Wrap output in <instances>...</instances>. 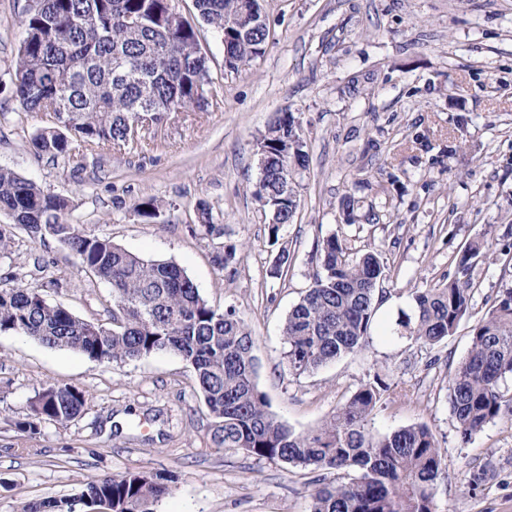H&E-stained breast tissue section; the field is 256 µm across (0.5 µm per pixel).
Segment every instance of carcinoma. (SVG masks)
<instances>
[{"label":"carcinoma","mask_w":512,"mask_h":512,"mask_svg":"<svg viewBox=\"0 0 512 512\" xmlns=\"http://www.w3.org/2000/svg\"><path fill=\"white\" fill-rule=\"evenodd\" d=\"M173 0H31L26 36L17 60L22 83L16 97L26 112H46L58 104L54 127L32 137L35 150L54 159L68 152L71 139L101 149L133 150V119L152 108L160 123L169 109H194L209 99L213 79L195 29L175 13ZM201 19L225 37V67L237 70L263 56L269 28L256 26L258 0H195ZM139 18L129 28L124 21ZM299 142L297 153L287 143ZM309 154L298 121L280 112L263 134L259 178L253 197L276 223L267 225L275 245L299 206L287 171L307 168ZM154 197L134 204L145 218L157 216ZM68 201L44 193L34 182L0 168V211L34 238L51 236L95 277L112 287L114 326L82 320L24 286L0 289V333L30 336L48 348L77 351L98 362L133 361L173 352L188 362L212 416L213 442L293 468L342 470L335 485L312 495L311 512H436L435 495L443 472L441 448L425 425L378 434L369 427L384 384L358 388L318 430L301 433L276 420L256 383L255 341L233 308L211 306L184 271L168 261L148 260L111 239L88 234L66 218ZM312 286L283 323L284 359L300 376L353 354L366 343L375 317L376 292L386 267L374 252L358 254L348 240H322ZM484 256L482 244L468 243L457 260L458 275L416 291L412 314L399 326L419 347H434L452 336L470 314L471 271ZM287 248L274 257L270 275H288ZM512 377V288L476 320L471 346L448 383V401L463 437L512 416L499 383ZM82 388L49 385L35 394L30 413L13 422L30 435L41 425L65 426L85 410ZM172 476L139 468L87 483L73 499L46 497L22 504L20 512H74L106 507L110 512H155L171 492Z\"/></svg>","instance_id":"carcinoma-1"}]
</instances>
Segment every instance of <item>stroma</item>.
<instances>
[{"instance_id":"stroma-1","label":"stroma","mask_w":512,"mask_h":512,"mask_svg":"<svg viewBox=\"0 0 512 512\" xmlns=\"http://www.w3.org/2000/svg\"><path fill=\"white\" fill-rule=\"evenodd\" d=\"M27 4L0 0V167L69 199V221L87 233L177 264L210 305L234 307L255 340L258 386L279 421L314 431L360 386L382 380L373 431L423 424L442 449L437 512H512V421L466 438L448 403L475 319L512 288L501 254L512 245V0H264L266 52L235 71L194 0H175L209 58L220 104L145 126L141 151L75 142L54 160L30 142L51 117L23 111L14 96ZM279 112L294 114L309 153L295 220L280 231L292 255L283 279L269 275L268 217L252 195L255 142ZM348 196L357 202L352 224L342 208ZM146 197L162 203L158 218L134 212ZM203 204L222 237L201 230ZM0 227L11 235L0 289L35 288L80 319L111 325L107 283L7 213ZM333 234L379 253L388 278L364 347L295 376L283 360L282 325L311 285L318 244ZM477 240L487 256L472 272L470 317L431 348L401 337L398 318L411 312L412 292L452 280L459 252ZM230 243L240 246L238 261L219 268L214 257ZM47 384L83 388L87 410L65 426L17 432L13 420L29 414ZM212 428L193 369L176 354L97 362L0 334V512L74 496L133 468L175 476L156 512H310L314 490L339 477L215 447ZM474 472L486 480L471 489Z\"/></svg>"}]
</instances>
